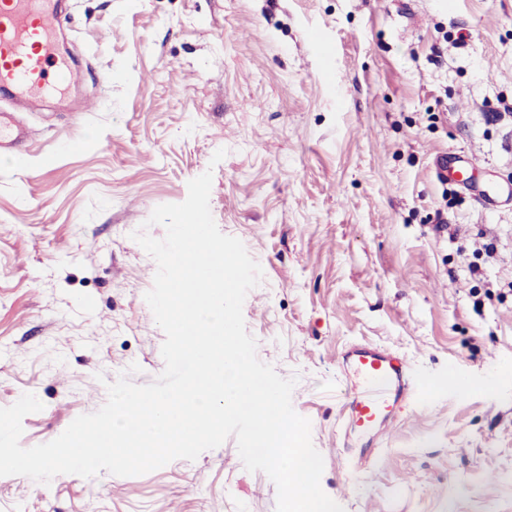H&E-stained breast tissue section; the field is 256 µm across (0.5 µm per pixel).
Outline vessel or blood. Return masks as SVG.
<instances>
[{"label":"vessel or blood","mask_w":512,"mask_h":512,"mask_svg":"<svg viewBox=\"0 0 512 512\" xmlns=\"http://www.w3.org/2000/svg\"><path fill=\"white\" fill-rule=\"evenodd\" d=\"M58 19L54 0H0V89L26 100L83 80L81 69L54 55ZM33 138L31 128L0 111V154L22 157ZM340 363L359 382L347 396V407L352 426L362 433L378 420H390L406 395L429 385L428 379L410 377L405 357L373 343L349 347Z\"/></svg>","instance_id":"vessel-or-blood-1"}]
</instances>
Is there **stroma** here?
<instances>
[{"label": "stroma", "instance_id": "35a3bbf8", "mask_svg": "<svg viewBox=\"0 0 512 512\" xmlns=\"http://www.w3.org/2000/svg\"><path fill=\"white\" fill-rule=\"evenodd\" d=\"M57 53L86 79L0 108L36 129L0 163V407L22 447L153 382L157 265L132 238L212 171L210 210L263 270L259 360L296 378L323 491L344 512H512V204L439 181L444 153L512 185V0H64ZM227 154L220 162L218 149ZM447 217L450 235L434 230ZM493 244L495 260L477 250ZM370 341L433 388L350 431L338 364ZM471 392L445 390L451 371ZM235 437L138 476H0V512H276Z\"/></svg>", "mask_w": 512, "mask_h": 512}]
</instances>
